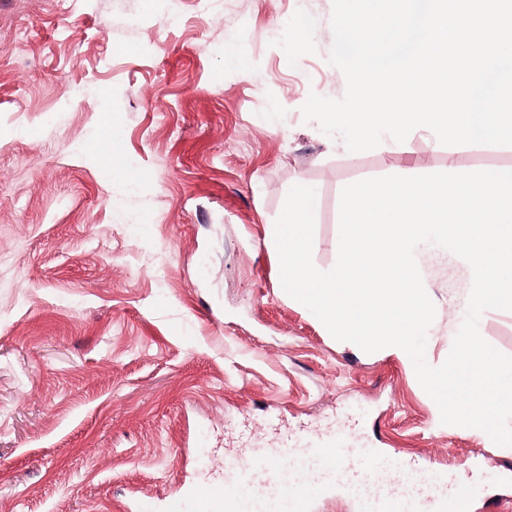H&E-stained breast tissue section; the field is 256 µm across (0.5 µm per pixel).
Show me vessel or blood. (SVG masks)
I'll list each match as a JSON object with an SVG mask.
<instances>
[{"mask_svg": "<svg viewBox=\"0 0 512 512\" xmlns=\"http://www.w3.org/2000/svg\"><path fill=\"white\" fill-rule=\"evenodd\" d=\"M344 440L323 441L309 449L305 458L315 471L306 484L285 479V463L263 455L231 461L229 483L187 486L172 497L167 512H183L187 503L201 512H310L313 497L337 490L353 497L360 512H468L471 488L455 481L445 469L421 470L413 462L404 463L385 456L376 448H362L355 466L345 462ZM402 468L410 473L406 489L396 493L373 486L380 473ZM273 489L271 497L253 499L256 481Z\"/></svg>", "mask_w": 512, "mask_h": 512, "instance_id": "b4317fda", "label": "vessel or blood"}]
</instances>
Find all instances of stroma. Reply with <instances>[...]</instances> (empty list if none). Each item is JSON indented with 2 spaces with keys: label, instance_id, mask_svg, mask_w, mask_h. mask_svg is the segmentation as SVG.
I'll use <instances>...</instances> for the list:
<instances>
[{
  "label": "stroma",
  "instance_id": "obj_1",
  "mask_svg": "<svg viewBox=\"0 0 512 512\" xmlns=\"http://www.w3.org/2000/svg\"><path fill=\"white\" fill-rule=\"evenodd\" d=\"M332 0H0V512H165L228 462L343 437L512 512V452L445 425L413 365L336 340L283 289L272 245L313 187L312 261L337 260L341 190L512 167V146L422 131L348 151L305 121L340 99ZM307 40L293 52L297 27ZM111 127L114 172L85 144ZM447 359L472 272L416 256ZM481 336L512 356V311Z\"/></svg>",
  "mask_w": 512,
  "mask_h": 512
}]
</instances>
